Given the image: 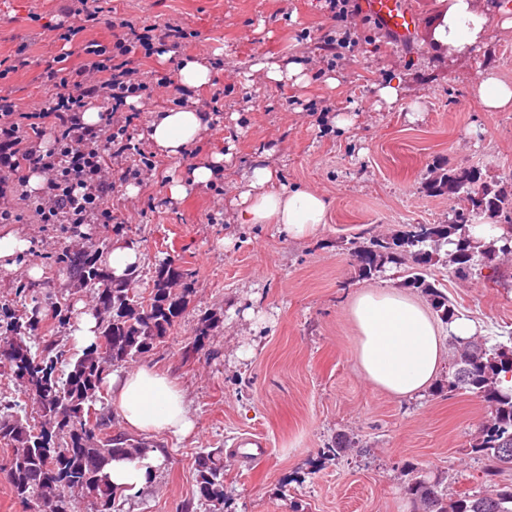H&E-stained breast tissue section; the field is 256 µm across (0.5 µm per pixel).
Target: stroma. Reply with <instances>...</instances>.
I'll list each match as a JSON object with an SVG mask.
<instances>
[{
	"instance_id": "35a3bbf8",
	"label": "stroma",
	"mask_w": 512,
	"mask_h": 512,
	"mask_svg": "<svg viewBox=\"0 0 512 512\" xmlns=\"http://www.w3.org/2000/svg\"><path fill=\"white\" fill-rule=\"evenodd\" d=\"M419 16L414 44L401 45L375 21L356 19L351 44L336 57L318 48L346 21L324 0H99V23L61 40L58 0H0V60L19 43L29 67L8 75L22 108L42 96L47 63L78 66L90 41L108 45L112 26L178 22L188 37L181 54L147 58L146 70L178 72L182 60L206 61L224 97L212 127L179 157L156 155L146 185L120 187L111 200L128 217L123 227L81 225L58 232L14 224L28 247L12 268L0 267V304L22 309L23 289L65 293L75 316L95 314L96 293L78 288L56 264L63 250L123 241L140 255L136 291L175 260L192 272L193 293L165 343L137 363L166 374L184 391L194 429L177 439L153 434L166 459L148 482L127 492L119 512H181L195 490L194 460L224 452V512H411L410 473L441 481L449 494L487 490L483 462L471 451L490 415L479 398L430 388L401 399L371 385L356 362L357 331L349 310L372 288L405 290L401 269L388 265L362 277L350 256L356 234L387 237L413 224H444L457 201L426 193L435 166L479 169L483 180L512 189V112L484 111L471 92L477 66L489 62L512 84V28L494 29L490 54L454 61L427 39L439 0H409ZM301 64L306 86L266 81L262 63ZM402 84L391 106L378 102L385 83ZM354 123L340 127L339 113ZM221 153L224 175L171 201L169 177ZM276 169L279 185L327 198L322 231L291 241L274 224L229 223L243 172L257 158ZM40 278H32V268ZM490 269L457 279L443 266L429 279L457 314L491 341L512 339V285ZM212 327L201 351L191 343L204 320ZM354 449L330 459L338 438Z\"/></svg>"
}]
</instances>
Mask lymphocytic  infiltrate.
<instances>
[{
    "mask_svg": "<svg viewBox=\"0 0 512 512\" xmlns=\"http://www.w3.org/2000/svg\"><path fill=\"white\" fill-rule=\"evenodd\" d=\"M181 25L135 28L120 24L111 46L89 42L74 68L46 66L44 95L33 110H21L12 91L0 89V223L19 224V202L30 203L41 224H122L109 200L117 185L145 181L141 165L127 162L129 129L139 113L130 98L148 101L154 88L173 87L167 73H145L132 52H178ZM109 105L100 123L84 113ZM42 185L29 193L30 176Z\"/></svg>",
    "mask_w": 512,
    "mask_h": 512,
    "instance_id": "obj_1",
    "label": "lymphocytic infiltrate"
}]
</instances>
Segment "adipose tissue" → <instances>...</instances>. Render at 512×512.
Returning <instances> with one entry per match:
<instances>
[{
  "instance_id": "obj_1",
  "label": "adipose tissue",
  "mask_w": 512,
  "mask_h": 512,
  "mask_svg": "<svg viewBox=\"0 0 512 512\" xmlns=\"http://www.w3.org/2000/svg\"><path fill=\"white\" fill-rule=\"evenodd\" d=\"M430 41L448 55L471 57L488 47L494 22L490 10L477 0H441ZM475 97L488 112L512 111V84L502 81L495 69L478 71L472 85ZM206 124L195 107L159 113L149 137L166 156L183 155L200 137ZM248 188L234 201L233 220L238 224H275L288 239L315 236L326 222L328 204L308 188L286 189L265 162L255 161L247 177ZM358 331L357 361L365 379L392 395L407 398L428 390L445 365L447 335H475L474 321L457 316L440 328L427 309L393 288L361 292L350 308ZM112 406L122 427L137 433L185 436L193 429L184 392L175 382L148 367L113 373L109 380ZM163 460L155 449L133 461H115L108 473L114 485L138 489Z\"/></svg>"
}]
</instances>
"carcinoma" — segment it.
Listing matches in <instances>:
<instances>
[{
	"label": "carcinoma",
	"mask_w": 512,
	"mask_h": 512,
	"mask_svg": "<svg viewBox=\"0 0 512 512\" xmlns=\"http://www.w3.org/2000/svg\"><path fill=\"white\" fill-rule=\"evenodd\" d=\"M434 196L470 197L474 204L499 218L503 234L489 243L475 239L474 218L456 210L446 224H418L388 240H372L356 247L358 270L369 277L387 263L405 266V284L432 297L433 309L449 324L456 317L448 296L427 281L426 267L442 265L458 278H468L475 267H492L498 254L512 253V192L484 182L475 169L436 167L424 182ZM105 246L87 249L80 258L63 251L57 264L80 287L96 291L98 335L76 353L53 337L41 338L48 322L62 327L71 318L68 299L45 301L31 296V306L18 314L0 305V366L21 381L32 395L37 419L18 403L0 401V444L10 451L0 477L9 485L25 512H116L125 488L109 480L107 467L116 460L145 456L154 444L112 428L107 408L94 410L108 388L112 368L125 365L156 349L172 331L189 303V273L172 261L159 266L148 301L135 293L137 269L125 277L112 276L103 260ZM181 283L176 290L172 282ZM457 355L444 388L468 392L488 404L491 418L472 450L486 460L484 475L498 476L512 467V389L497 386L501 371L512 374V345H487L475 339L451 337ZM199 497L224 512V460L221 451L201 452L195 459ZM407 495L420 512H512V487L490 493L450 497L440 483L418 475L409 479Z\"/></svg>",
	"instance_id": "obj_1"
}]
</instances>
